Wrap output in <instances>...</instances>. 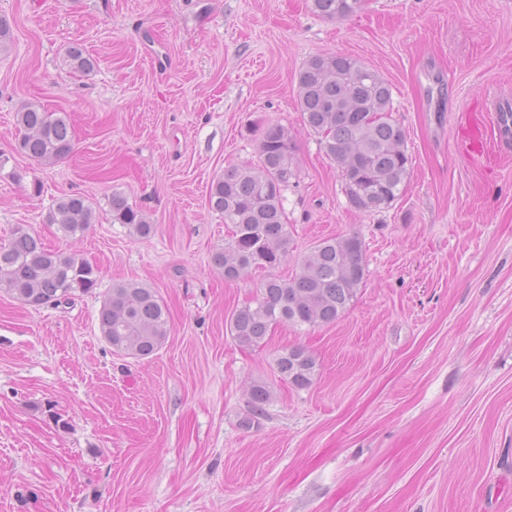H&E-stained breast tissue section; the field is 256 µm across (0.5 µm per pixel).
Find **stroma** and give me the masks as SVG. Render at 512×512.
<instances>
[{
    "label": "stroma",
    "mask_w": 512,
    "mask_h": 512,
    "mask_svg": "<svg viewBox=\"0 0 512 512\" xmlns=\"http://www.w3.org/2000/svg\"><path fill=\"white\" fill-rule=\"evenodd\" d=\"M311 0H0V247L14 227L98 265L92 293L33 309L0 294V512H512V157L461 154L464 114L497 136L512 97V0H367L327 20ZM73 44L93 72L63 69ZM341 52L390 83L412 159L389 209L350 208L335 163L302 122L297 75ZM29 102L68 113L72 154L15 150ZM297 146L283 193L294 257L359 236L366 275L335 323L280 325L238 345L232 314L260 273L210 262L227 228L208 207L226 167L256 162L266 123ZM124 194L154 224L113 223ZM95 222L64 238L65 194ZM158 291L170 333L148 359L118 355L97 315L113 283ZM306 347L315 382L282 380ZM272 398L253 413L249 388ZM48 221L57 224L63 237H76L84 234L94 223V211L84 196L65 194L56 200ZM275 362L281 379L298 389L309 387L317 375L316 359L303 346L283 349Z\"/></svg>",
    "instance_id": "35a3bbf8"
}]
</instances>
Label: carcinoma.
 <instances>
[{
    "label": "carcinoma",
    "mask_w": 512,
    "mask_h": 512,
    "mask_svg": "<svg viewBox=\"0 0 512 512\" xmlns=\"http://www.w3.org/2000/svg\"><path fill=\"white\" fill-rule=\"evenodd\" d=\"M366 0H312V9L329 19L347 18ZM70 71L88 74L96 60L79 45L62 59ZM297 97L304 123L320 137L325 155L340 170L350 207L363 212L390 208L404 191L411 157L406 134L393 118L388 81L360 60L346 54L310 57L297 76ZM20 131L16 150L31 160L51 163L73 151L70 118L29 103L16 112ZM296 144L288 129L270 122L257 147V163L231 165L213 181L208 206L231 225L224 245L211 263L224 279L237 281L256 270L267 271L256 295L230 321L231 335L242 347L262 346L278 324L315 327L336 322L350 307L365 277L362 240L353 235L327 238L298 258L291 278L272 273L290 256L291 225L283 191L295 178ZM112 222L137 239L154 233L148 217L128 199L113 193ZM48 221L64 237L82 235L94 223L88 200L65 194L55 202ZM98 268L77 253L46 248L27 226L17 225L9 245L0 247V293L23 305L41 308L69 303L98 286ZM100 336L115 353L145 359L156 354L169 332V313L158 293L141 283L112 284L98 312ZM281 379L309 387L317 375L314 356L303 346L285 348L276 358ZM271 390L256 381L250 388L254 412L262 413Z\"/></svg>",
    "instance_id": "obj_1"
}]
</instances>
